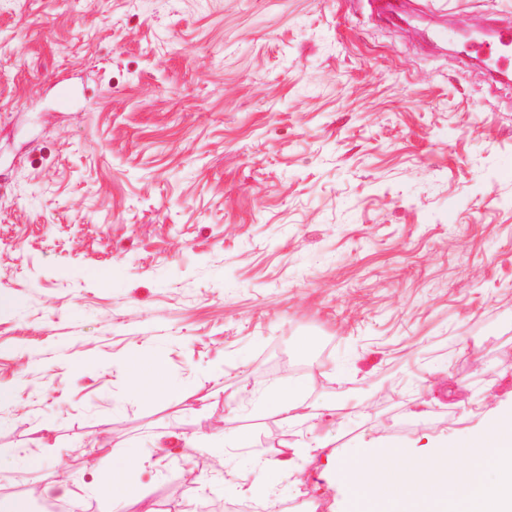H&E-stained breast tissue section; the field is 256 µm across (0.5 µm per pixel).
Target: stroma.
<instances>
[{
	"label": "stroma",
	"instance_id": "1",
	"mask_svg": "<svg viewBox=\"0 0 512 512\" xmlns=\"http://www.w3.org/2000/svg\"><path fill=\"white\" fill-rule=\"evenodd\" d=\"M402 3L0 0V496L97 512L102 434L171 451L129 512H355L329 459L512 413V83L453 44L512 0ZM219 422L231 470L186 445ZM133 380V385L145 393H155L173 401L176 398V391L164 384L160 378L157 366L144 367L135 361L127 364ZM266 409L269 413L277 415L287 422L303 421L311 417L309 413L299 414L295 412L298 405L291 396H288V391L285 390L270 398L266 404Z\"/></svg>",
	"mask_w": 512,
	"mask_h": 512
}]
</instances>
